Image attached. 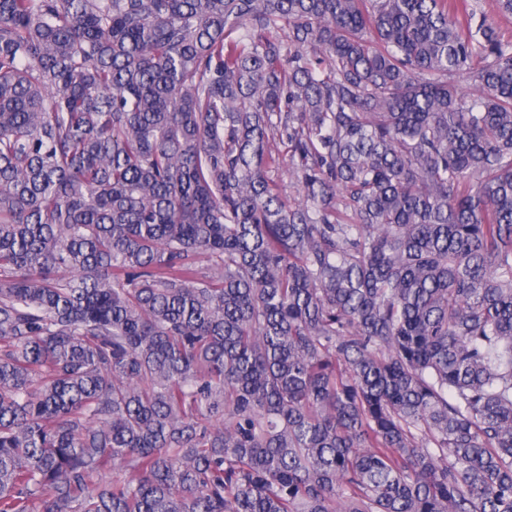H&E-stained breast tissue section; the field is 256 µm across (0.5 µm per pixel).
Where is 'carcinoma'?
<instances>
[{
	"instance_id": "obj_1",
	"label": "carcinoma",
	"mask_w": 512,
	"mask_h": 512,
	"mask_svg": "<svg viewBox=\"0 0 512 512\" xmlns=\"http://www.w3.org/2000/svg\"><path fill=\"white\" fill-rule=\"evenodd\" d=\"M473 19L0 0V512H512V42Z\"/></svg>"
}]
</instances>
